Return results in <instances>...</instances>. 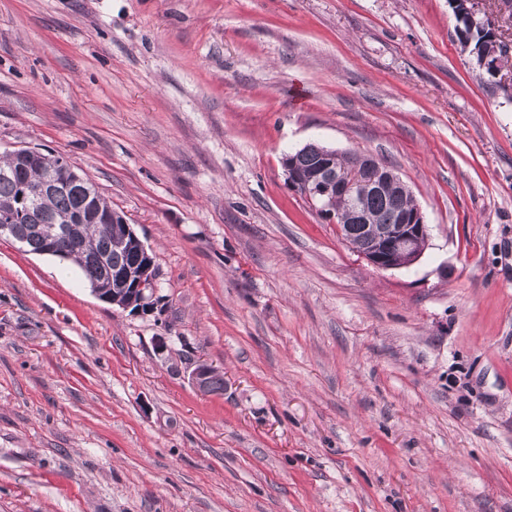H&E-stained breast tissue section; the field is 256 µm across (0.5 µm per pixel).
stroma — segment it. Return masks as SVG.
<instances>
[{"instance_id":"obj_1","label":"stroma","mask_w":512,"mask_h":512,"mask_svg":"<svg viewBox=\"0 0 512 512\" xmlns=\"http://www.w3.org/2000/svg\"><path fill=\"white\" fill-rule=\"evenodd\" d=\"M455 25L448 0H0V154L78 166L165 300L109 305L0 237V512H512V95ZM310 142L396 170L415 264L372 267L289 187ZM213 370L214 368L204 360H199L195 363L194 368L190 372V379L200 392L207 393L208 385L209 393L223 392L224 375L215 370L211 376Z\"/></svg>"}]
</instances>
